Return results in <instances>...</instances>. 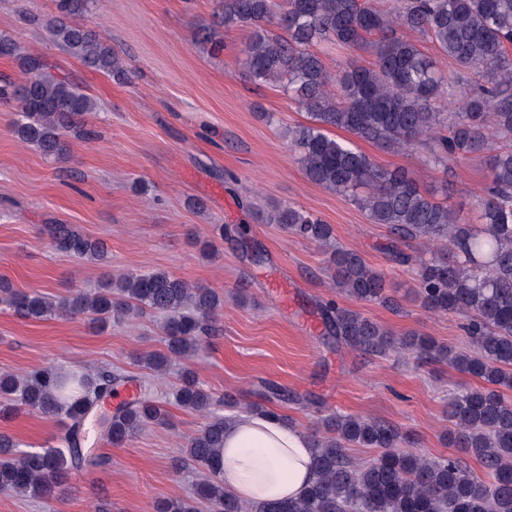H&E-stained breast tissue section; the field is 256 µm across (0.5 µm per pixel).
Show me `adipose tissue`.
Returning a JSON list of instances; mask_svg holds the SVG:
<instances>
[{
  "label": "adipose tissue",
  "mask_w": 512,
  "mask_h": 512,
  "mask_svg": "<svg viewBox=\"0 0 512 512\" xmlns=\"http://www.w3.org/2000/svg\"><path fill=\"white\" fill-rule=\"evenodd\" d=\"M310 457L302 430L269 415L242 413L224 431V486L244 501L295 498L310 482Z\"/></svg>",
  "instance_id": "ef3b65f1"
}]
</instances>
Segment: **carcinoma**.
Returning <instances> with one entry per match:
<instances>
[{
	"instance_id": "1",
	"label": "carcinoma",
	"mask_w": 512,
	"mask_h": 512,
	"mask_svg": "<svg viewBox=\"0 0 512 512\" xmlns=\"http://www.w3.org/2000/svg\"><path fill=\"white\" fill-rule=\"evenodd\" d=\"M96 0H54L49 27L55 40L85 66L117 82L131 72L100 35L76 22ZM242 27L251 36L242 54L246 75L275 84L310 116V123L285 131L306 178L328 192L350 198L374 224L394 235L389 260L417 270L415 295L423 308L465 321L470 349L455 351L416 331L397 335L380 322L329 300L320 304L324 339L336 347L377 355L396 353L447 362L482 379L448 402L453 444L464 456L431 458L402 450L410 435L401 425L330 413L306 432L312 455L311 483L288 501L247 503L224 489L220 452L229 417L215 406L233 395L204 388L194 371L181 373L178 405L207 414L184 444L183 463L200 474L190 493L163 501L159 512H512V0H392L381 9L372 0H217L216 21L193 32V44L214 53L223 47L218 28ZM431 38L467 84L439 70L409 34ZM369 50L374 62L341 73L329 72L317 48ZM0 58L18 62L23 78L0 75V101L20 104L14 133L47 159L66 152L64 136L90 141L99 131L85 116L95 102L65 77L51 72L39 54L0 35ZM339 129L393 152L427 142L429 164L482 155L489 184L473 194L479 223L470 224L423 190L403 168L375 164ZM266 222L330 254L331 278L340 294L381 304H399L385 273L360 254L336 245L331 225L293 206H277ZM54 247L78 258L102 261L105 253L71 224H47ZM0 301L24 319L94 317L106 324L143 310L167 316L166 352L140 358L156 373L171 358H189L219 331L223 298L214 289L191 286L165 271L134 272L117 285L107 282L63 300L36 290L0 284ZM136 384V398L119 405L106 420L105 434L121 446L141 429L164 426L169 416L153 385L121 370L95 372L42 369L21 381L0 378V394L15 408L61 419L60 445L38 451L0 433V488L44 502L57 499L74 470L104 464L84 448L82 421L119 386ZM252 411L286 416L267 407L288 403L320 409L312 395L261 381ZM351 446L378 448L360 465ZM475 459L484 476L473 473Z\"/></svg>"
}]
</instances>
